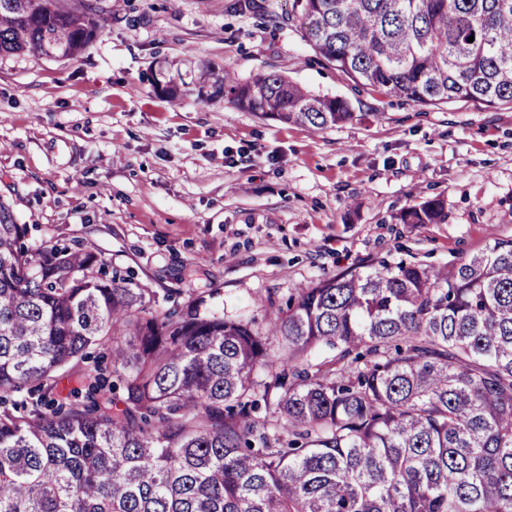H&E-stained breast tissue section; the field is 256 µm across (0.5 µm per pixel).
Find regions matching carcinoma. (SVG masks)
Masks as SVG:
<instances>
[{"label": "carcinoma", "instance_id": "cac0c4a2", "mask_svg": "<svg viewBox=\"0 0 512 512\" xmlns=\"http://www.w3.org/2000/svg\"><path fill=\"white\" fill-rule=\"evenodd\" d=\"M59 2L0 0V53L81 54L100 20ZM294 2L357 85L512 105V0ZM217 89L317 131L354 118L277 73ZM28 234L0 202V512H512V239L327 275L262 332L200 298L161 310L83 242Z\"/></svg>", "mask_w": 512, "mask_h": 512}]
</instances>
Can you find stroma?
<instances>
[{"instance_id":"1","label":"stroma","mask_w":512,"mask_h":512,"mask_svg":"<svg viewBox=\"0 0 512 512\" xmlns=\"http://www.w3.org/2000/svg\"><path fill=\"white\" fill-rule=\"evenodd\" d=\"M62 0L103 22L75 59L0 54V202L28 243L78 239L168 289L169 308L254 318L368 260L452 265L512 238V107H420L355 85L305 41L294 0ZM278 72L347 99L322 132L225 103L203 69ZM173 78L176 97L150 73ZM444 200V224L399 214Z\"/></svg>"}]
</instances>
